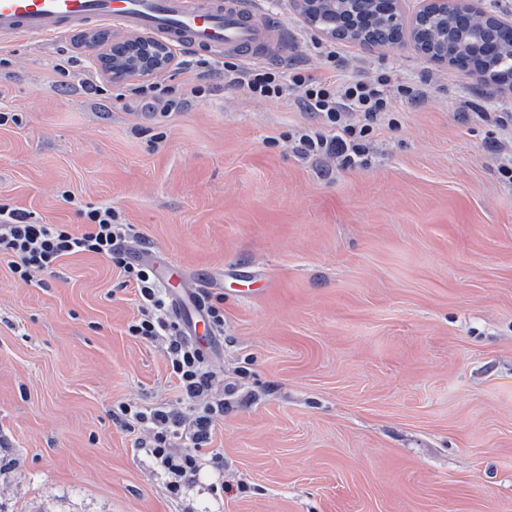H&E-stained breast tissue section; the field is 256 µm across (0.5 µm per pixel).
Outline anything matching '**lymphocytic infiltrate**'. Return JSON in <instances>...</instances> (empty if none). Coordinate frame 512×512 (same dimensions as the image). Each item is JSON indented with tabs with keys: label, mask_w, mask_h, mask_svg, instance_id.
<instances>
[{
	"label": "lymphocytic infiltrate",
	"mask_w": 512,
	"mask_h": 512,
	"mask_svg": "<svg viewBox=\"0 0 512 512\" xmlns=\"http://www.w3.org/2000/svg\"><path fill=\"white\" fill-rule=\"evenodd\" d=\"M188 66L196 72L193 81L177 86L163 80L136 84L132 93L140 110L163 117L187 111L205 97L208 79L220 73L225 83L251 97L271 102L291 99L319 123L317 129L293 138V150L304 157L337 159L345 168L364 165L367 142L390 122L391 77L385 72L362 79L333 72L316 74L308 68L285 72L260 63L200 57L189 60ZM84 218L83 228L76 230L66 224H40L24 210L0 205V260L7 261L14 278L29 283L53 272L60 258L92 253L111 262L133 284L139 315L129 325V334L147 342L166 340L170 374L182 397L196 401L197 410L190 421L168 406L124 405L120 412L149 432V451L170 474V492H178L195 479L196 451L207 444L216 419L223 416L224 401L211 397L213 377L205 368L203 353L183 333L163 283L150 266L130 261L124 247L128 225L113 223L108 205L87 209ZM175 439L187 440L190 452L173 454L170 447Z\"/></svg>",
	"instance_id": "1"
}]
</instances>
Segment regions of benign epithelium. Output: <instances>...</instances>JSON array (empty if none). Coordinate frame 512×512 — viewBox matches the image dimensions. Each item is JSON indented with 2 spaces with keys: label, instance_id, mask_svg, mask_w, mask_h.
<instances>
[{
  "label": "benign epithelium",
  "instance_id": "obj_1",
  "mask_svg": "<svg viewBox=\"0 0 512 512\" xmlns=\"http://www.w3.org/2000/svg\"><path fill=\"white\" fill-rule=\"evenodd\" d=\"M296 9L311 19L321 13L324 5H336V0H292ZM404 0H373L374 10L365 12L357 7L346 8L334 22V28L324 29L322 33L338 40H351L367 44L374 43L373 31L377 27L387 30L404 28L401 4ZM423 7L415 16L414 26L439 12H448V3L455 5L458 22L465 29L469 42L484 48L483 55L494 58L495 39L487 31L493 25L511 30L512 25L489 16L476 5V0H422ZM83 46L93 51L94 64L112 81L119 82L129 78L150 79L170 70L175 62L176 49L170 44L159 43L149 37L124 39L110 42L106 37L89 33L81 38ZM416 51L428 59L448 62L455 51L448 47L434 48L414 41Z\"/></svg>",
  "mask_w": 512,
  "mask_h": 512
}]
</instances>
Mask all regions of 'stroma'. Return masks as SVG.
<instances>
[{
	"instance_id": "35a3bbf8",
	"label": "stroma",
	"mask_w": 512,
	"mask_h": 512,
	"mask_svg": "<svg viewBox=\"0 0 512 512\" xmlns=\"http://www.w3.org/2000/svg\"><path fill=\"white\" fill-rule=\"evenodd\" d=\"M281 69L329 71L290 0ZM77 36L0 44V205L81 228L111 205L127 251L162 252L223 300L206 355L224 416L179 493L124 403L192 414L164 348L130 336L135 290L106 259L25 284L0 263V512H512V184L494 127L512 86L411 48L339 42L340 71L421 84L366 167L294 152L287 102L210 81L165 120L110 103ZM76 56L57 70L59 59ZM223 467H216L213 455ZM472 108L468 98L460 102V113L464 119L477 118L498 127L504 136L492 143V152L498 161V173L502 180L512 184V117L497 115L496 112H467Z\"/></svg>"
}]
</instances>
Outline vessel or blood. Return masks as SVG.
I'll return each mask as SVG.
<instances>
[{
	"mask_svg": "<svg viewBox=\"0 0 512 512\" xmlns=\"http://www.w3.org/2000/svg\"><path fill=\"white\" fill-rule=\"evenodd\" d=\"M117 23L201 54L255 59L279 55L291 31L255 0H0V37L39 38L88 23ZM171 289L175 313L189 335L205 333L206 317L185 270L167 259L154 266Z\"/></svg>",
	"mask_w": 512,
	"mask_h": 512,
	"instance_id": "vessel-or-blood-1",
	"label": "vessel or blood"
}]
</instances>
